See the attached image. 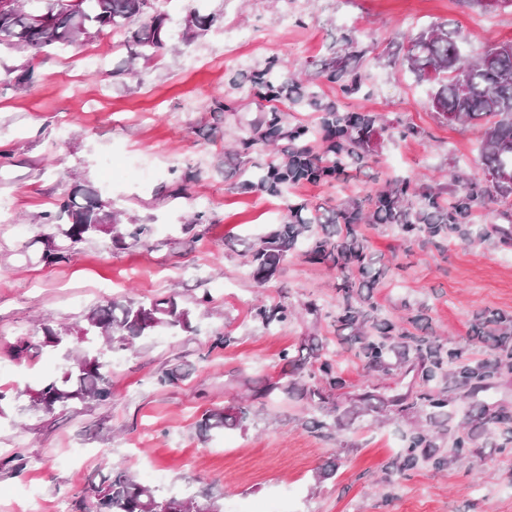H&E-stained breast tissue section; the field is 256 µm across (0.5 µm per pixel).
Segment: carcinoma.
Listing matches in <instances>:
<instances>
[{
	"label": "carcinoma",
	"instance_id": "carcinoma-1",
	"mask_svg": "<svg viewBox=\"0 0 512 512\" xmlns=\"http://www.w3.org/2000/svg\"><path fill=\"white\" fill-rule=\"evenodd\" d=\"M29 2L31 9L48 12V27L31 26L28 13L16 10L13 0H0V45L22 44L33 59L47 47L68 45L75 27L66 0ZM82 9L84 25L103 32L121 28L134 17L140 20L136 38L147 62L165 47L166 18L155 11L154 0H83ZM399 64L425 82L429 71L438 72L432 82L435 108L447 119H466L484 127L480 157L490 185L466 180L448 199L429 186L412 187L402 182L334 209L289 206L278 229L248 247L246 256L253 278L263 285L288 253L298 248L303 233H309L305 257L312 262L327 261L337 270L336 335L350 346L369 372L390 375L409 362L417 367L419 390L411 408L423 414L424 424L406 433L404 448L388 466L390 473L402 477L422 460L443 471L478 456L482 448L512 451V408L477 401L496 378L512 373V314L484 310L474 315L470 340L483 344L479 359L467 357L464 346L436 336L420 312L408 318L410 330L379 319L373 298L384 275V265L363 243L361 224H388L406 242L419 240L437 248L450 239L471 246L489 237L487 228L473 223L471 217L476 209L491 208L500 203L501 197L512 195V180L501 179L504 173L512 176V42L489 46L474 57L461 51L455 31L432 26L407 36ZM329 77L345 79V88L351 94L362 91V76L347 71L341 60L333 63ZM253 82L269 99L271 91L288 84V78L269 66L256 72ZM376 121L370 112H340L328 105L319 125L289 127L279 109L266 112L254 135L241 139V151L247 152L257 141L272 138L303 144L320 142L323 151L292 152L285 148L266 163L258 181L246 186L279 194L298 182L327 183L348 176L367 164L365 144ZM45 219L46 223L57 225L61 239L57 242L55 237H49L39 260L56 264L66 260L75 245L111 231L116 214L108 210L97 188L85 184L60 203L57 213L45 214ZM145 232L144 226L132 224L126 232L112 236V244L124 246L128 239L139 242ZM255 317L267 326L283 323L288 321V307L261 305L256 308ZM177 327L191 329V319L188 311L179 308L173 294L148 302L99 304L88 326L77 330L72 343L68 340L69 331L43 326L41 346L63 352L66 366L45 379L30 396L33 406L52 412L88 398L98 403L112 399L101 356L86 352L73 357L72 345L106 333L112 346L122 347L159 329ZM311 351L317 366L309 374L310 383L296 379L302 364L286 351L282 361L291 366V373L268 381L260 396L269 397L278 390L291 393L301 387L306 401L320 412L311 424L322 430L332 426L330 396L345 388L347 380L338 373L336 361L323 345L317 344ZM465 399L474 401L469 410L454 411L456 401ZM250 415L249 405L207 411L199 420V428L205 433L234 428L243 425ZM141 486L132 475L115 472L89 486L87 496L93 501L95 512L195 509L193 502L156 491L147 496Z\"/></svg>",
	"mask_w": 512,
	"mask_h": 512
}]
</instances>
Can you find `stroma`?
I'll return each instance as SVG.
<instances>
[{
  "label": "stroma",
  "instance_id": "obj_1",
  "mask_svg": "<svg viewBox=\"0 0 512 512\" xmlns=\"http://www.w3.org/2000/svg\"><path fill=\"white\" fill-rule=\"evenodd\" d=\"M155 7L168 15V49L149 62L135 57L133 22L103 33L112 52L102 76L80 34L35 59L20 47L0 48V72L35 65L32 81L0 83V391L7 395L0 402V512H55L60 500L68 512H80L88 486L110 471L148 485L162 471L168 481L159 492L234 500L251 512H512V452L487 449L474 463L390 476L387 464L421 419L410 407L414 372L382 379L389 402L380 414L355 413L370 380L336 337L335 269L295 251L260 286L245 256L275 230L289 204L330 209L403 179L449 196L454 167L484 180L481 128L444 120L429 84L397 59L404 37L432 23L455 30L473 55L512 41V8L481 0H184L175 13L156 0ZM195 8L222 16L221 26L188 34L184 19ZM228 33L233 42H225ZM349 37L357 55L345 52ZM337 58L364 77L362 94H347L324 76ZM271 62L300 83L318 78L317 103L289 107L287 125H317L330 103L378 116L361 172L302 182L278 195L244 187L243 170H258L268 158L266 142L245 155L238 148L272 108L251 82ZM409 126L418 135L404 136ZM143 164L153 178L128 180L127 170ZM79 179L94 185L124 223L150 232L121 248L102 234L79 244L68 261L41 263L53 231L44 215ZM197 214L199 228L191 224ZM361 233L388 266L375 292L380 318L402 325L410 309H424L433 328L479 357L468 344L473 315L512 312V246L495 235L475 248L455 241L441 249L411 245L383 224L363 225ZM173 292L190 312L191 329H162L132 346L105 349L110 402L51 413L32 407L26 389L60 372L64 360L48 348L15 360L8 354L13 343L38 341L46 320L85 326L104 301ZM261 303L287 306L294 315L263 325L254 317ZM222 335L232 337L230 346H216ZM312 337L349 383L332 399L339 422L322 431L311 429L306 400L258 395L281 374V352H297ZM172 370L177 380L166 381ZM247 397L255 413L243 427L199 431L204 412ZM330 461L335 475L320 477Z\"/></svg>",
  "mask_w": 512,
  "mask_h": 512
}]
</instances>
